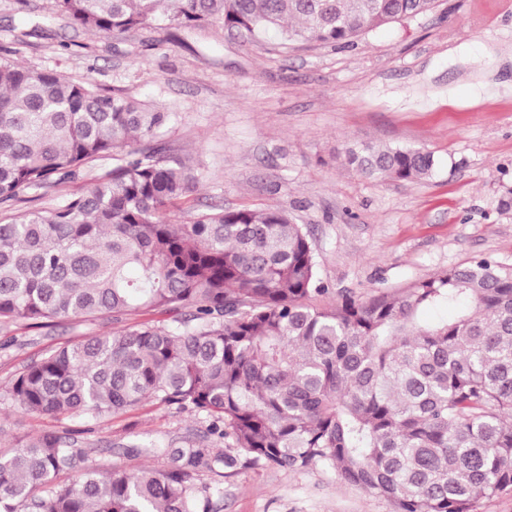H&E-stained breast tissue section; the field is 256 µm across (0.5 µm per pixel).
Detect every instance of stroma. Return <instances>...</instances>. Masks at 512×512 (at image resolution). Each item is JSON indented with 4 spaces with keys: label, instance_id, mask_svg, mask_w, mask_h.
I'll list each match as a JSON object with an SVG mask.
<instances>
[{
    "label": "stroma",
    "instance_id": "stroma-1",
    "mask_svg": "<svg viewBox=\"0 0 512 512\" xmlns=\"http://www.w3.org/2000/svg\"><path fill=\"white\" fill-rule=\"evenodd\" d=\"M0 55L170 113L154 144L200 174L170 222L189 223L213 204L288 209L309 231L327 288L315 307L345 293L397 292L480 258L512 268V207L502 205L512 193V0H437L348 49L211 28L91 32L54 0H0ZM352 143L422 148L436 168L416 181L368 179L345 162ZM112 165L93 162L44 190L37 207L62 203ZM113 328L107 316L41 329L0 321V448L78 430L103 469L129 473L167 467V457L148 454L155 445L196 441L223 453L204 415L156 401L91 425L31 415L11 400L14 378L46 352ZM223 473L196 475L222 481L221 512H392L331 471L240 462Z\"/></svg>",
    "mask_w": 512,
    "mask_h": 512
}]
</instances>
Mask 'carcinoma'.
<instances>
[{
    "mask_svg": "<svg viewBox=\"0 0 512 512\" xmlns=\"http://www.w3.org/2000/svg\"><path fill=\"white\" fill-rule=\"evenodd\" d=\"M435 0H56L88 31L220 26L351 48ZM168 120L119 93L0 57V204L118 160L63 204L0 218V319L46 327L98 315L120 328L27 366L10 397L37 415L110 420L155 400L210 419L236 455L166 448L161 470L105 472L73 433L0 448V512H212L193 475L242 457L322 468L392 512H475L512 490V269L452 266L396 293L327 308L309 235L288 209L222 207L172 224L194 168L149 145ZM373 179L428 177L412 148L351 144ZM459 307L450 321L426 311ZM132 314L171 315L134 326ZM67 475L64 482L60 475Z\"/></svg>",
    "mask_w": 512,
    "mask_h": 512,
    "instance_id": "cac0c4a2",
    "label": "carcinoma"
}]
</instances>
